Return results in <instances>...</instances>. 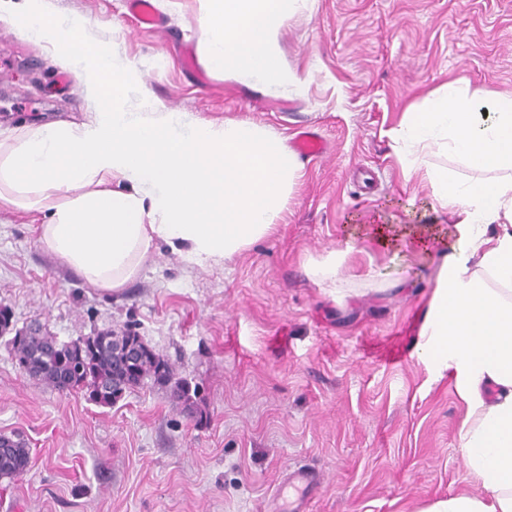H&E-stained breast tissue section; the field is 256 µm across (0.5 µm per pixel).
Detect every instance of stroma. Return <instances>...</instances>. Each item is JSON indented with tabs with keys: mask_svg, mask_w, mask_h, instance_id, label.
<instances>
[{
	"mask_svg": "<svg viewBox=\"0 0 512 512\" xmlns=\"http://www.w3.org/2000/svg\"><path fill=\"white\" fill-rule=\"evenodd\" d=\"M43 0L87 19L168 109L214 126L246 121L294 142L300 176L275 230L219 265L160 245L140 275L105 291L45 251L31 215L0 212V310L14 330L70 341L132 333L168 360L109 406L30 379L0 342V434L23 437L29 471L0 478V512H271L304 466L320 487L306 512H423L484 496L464 465L467 404L451 370L423 363L419 329L442 258L460 231L406 180L389 136L409 107L461 79L512 94V0H301L276 35L282 88L212 70L198 0ZM191 46L192 67L181 63ZM94 101L50 46L0 16V128L79 120ZM439 228L440 240L381 246L379 225ZM335 278L317 274L332 255ZM194 393L193 404L178 396Z\"/></svg>",
	"mask_w": 512,
	"mask_h": 512,
	"instance_id": "1",
	"label": "stroma"
}]
</instances>
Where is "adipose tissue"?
I'll return each mask as SVG.
<instances>
[{
	"instance_id": "obj_1",
	"label": "adipose tissue",
	"mask_w": 512,
	"mask_h": 512,
	"mask_svg": "<svg viewBox=\"0 0 512 512\" xmlns=\"http://www.w3.org/2000/svg\"><path fill=\"white\" fill-rule=\"evenodd\" d=\"M293 2L198 0L208 65L293 84L275 46ZM18 26L65 58L96 102L82 123L0 139V210L38 215L46 251L113 291L158 244L202 266L274 231L299 170L282 139L244 122L203 124L145 98L131 61L111 44L85 41L84 18L53 16L41 0H26ZM393 140L444 149L495 174L461 181L444 168L410 165L462 233L444 255L419 357L454 370L468 404L460 448L487 493L439 500L425 512H512V96L448 83L429 108L405 112Z\"/></svg>"
}]
</instances>
